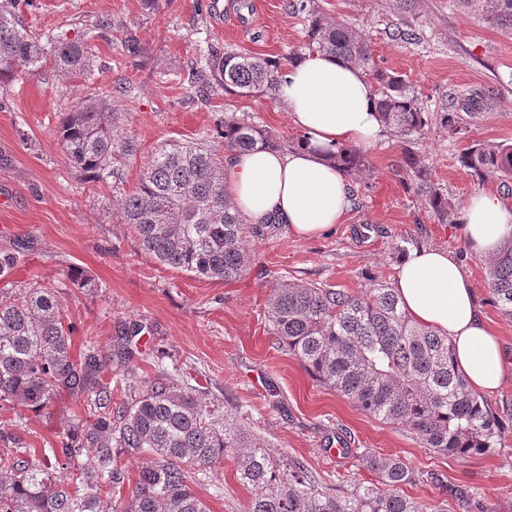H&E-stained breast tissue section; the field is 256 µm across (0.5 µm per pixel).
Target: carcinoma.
Listing matches in <instances>:
<instances>
[{"label":"carcinoma","mask_w":512,"mask_h":512,"mask_svg":"<svg viewBox=\"0 0 512 512\" xmlns=\"http://www.w3.org/2000/svg\"><path fill=\"white\" fill-rule=\"evenodd\" d=\"M14 2L0 4V83L21 66L32 74L48 63L89 70L84 42L34 40L16 19ZM463 2L488 22L512 29V0ZM299 10L309 21L302 51L273 60L211 48L205 63L189 72V88L219 86L275 100L283 74L303 51L331 55L363 70L383 126L400 142L423 138L431 111L405 79L378 65L363 31L325 20L316 0H299ZM483 106L484 98L472 95L443 107L440 127L452 138L463 134L459 112ZM120 121L112 94L89 95L78 109L62 113L56 136L74 166L102 183L113 176L112 159L137 151L120 134ZM219 134L235 154L278 148L271 132L233 115L224 118ZM324 157L354 179L374 173L357 147L328 150ZM459 161L481 178L512 181V144L474 143ZM396 173L410 181L439 223H458V204L416 153L404 151ZM118 206L142 251L163 266L211 280L241 277L251 262L247 238L262 230L232 202L216 154L189 141L159 148ZM29 251L23 239L0 246V405L48 411L68 395L82 412L67 416L57 447L40 455L19 433L0 426V512H210L195 486L226 459L254 491L248 512H428L427 504L403 494L415 476L399 456L355 453L377 483L336 490L299 462H276L265 440L242 426L234 406L212 401L163 369L143 378L134 395L120 397L129 352L119 345L104 354L88 336L73 353L56 287L12 280ZM486 284L491 302L512 317V239L487 260ZM267 314L277 343L319 381L363 412L406 426L427 447L468 457L500 441L496 417L455 366L448 336L413 321L392 284L376 280L355 294L281 280L271 286ZM122 450L149 451L154 458L133 480L120 464Z\"/></svg>","instance_id":"cac0c4a2"}]
</instances>
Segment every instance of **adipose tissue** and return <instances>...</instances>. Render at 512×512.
<instances>
[{"instance_id": "ef3b65f1", "label": "adipose tissue", "mask_w": 512, "mask_h": 512, "mask_svg": "<svg viewBox=\"0 0 512 512\" xmlns=\"http://www.w3.org/2000/svg\"><path fill=\"white\" fill-rule=\"evenodd\" d=\"M279 99L292 124L307 135L306 146L238 155L224 169V185L252 222L273 214L295 234L316 236L342 223L352 198L349 181L324 161L323 153L381 137L376 97L359 68L315 53L285 73ZM462 221L465 241L479 256L494 255L512 238V205L498 193L482 190L470 196ZM395 288L413 319L448 335L455 365L472 388L491 394L502 386L507 373L502 343L451 253L412 252L398 269Z\"/></svg>"}]
</instances>
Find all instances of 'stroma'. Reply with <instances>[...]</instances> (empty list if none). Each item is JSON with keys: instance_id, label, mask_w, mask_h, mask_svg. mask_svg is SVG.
I'll return each mask as SVG.
<instances>
[{"instance_id": "35a3bbf8", "label": "stroma", "mask_w": 512, "mask_h": 512, "mask_svg": "<svg viewBox=\"0 0 512 512\" xmlns=\"http://www.w3.org/2000/svg\"><path fill=\"white\" fill-rule=\"evenodd\" d=\"M285 3L257 0L245 9L239 0H164L152 13L142 0H33L20 7L23 25L40 41H88L94 71L88 78L70 76L48 65L0 83V243L32 240L16 277L57 286L74 346L91 335L109 353L125 324H141L130 343L138 361L131 388L162 365L190 377L210 399H231L242 423L265 439L274 457L298 461L341 490L376 476L353 456L330 454L340 437L354 449L402 457L416 477L404 493L441 512H467L464 500L447 495L450 487L472 493L494 512H512V369L488 397L502 425L500 445L461 459L426 447L403 425L359 410L317 381L268 330L271 282L326 283L360 292L373 278L394 281L407 252L436 248L452 253L470 275L490 325L512 353V318L489 300L483 259L467 249L460 225L438 223L394 174L401 157L396 137L386 133L367 146L374 173L352 181L356 202L344 223L317 237L298 236L284 224L265 228L249 240L254 262L232 282L159 264L140 249L112 200L135 187L144 161L165 143L200 142L226 159L216 129L232 114L284 142L300 138L280 102L221 89L201 101L190 98L182 83L210 45L270 59L300 49L307 16ZM317 5L324 17L362 29L377 63L401 75L430 110L472 93L486 97L482 114L464 117L467 140L449 138L434 126L414 149L457 202L485 188L500 189L499 179H478L459 156L469 140L512 143V34L459 0ZM103 19L110 27L100 36L94 26ZM401 29L413 30L414 39H398ZM130 35L144 46L142 56L125 54L122 44ZM107 87L114 111L125 115V136L138 147L117 162L112 187L75 168L55 136L60 113ZM366 224L385 226L389 234L356 235ZM75 269L92 276L96 289L73 285ZM75 407L71 399L59 401L49 415L1 407L0 423L21 427L40 450L55 445L66 411ZM197 492L210 512H247L251 498L229 462L213 470Z\"/></svg>"}]
</instances>
